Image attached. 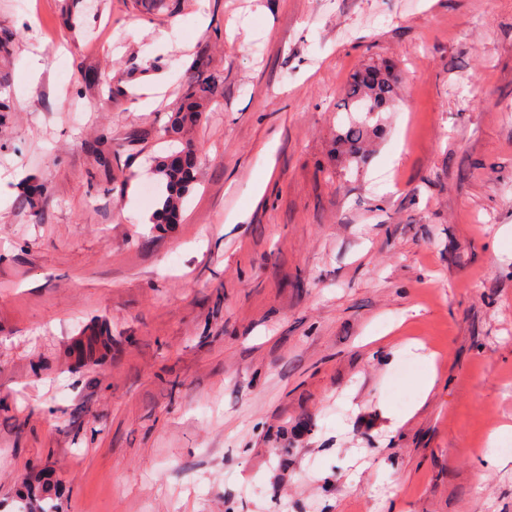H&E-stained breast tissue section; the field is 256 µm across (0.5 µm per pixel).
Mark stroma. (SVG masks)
Returning <instances> with one entry per match:
<instances>
[{"mask_svg": "<svg viewBox=\"0 0 512 512\" xmlns=\"http://www.w3.org/2000/svg\"><path fill=\"white\" fill-rule=\"evenodd\" d=\"M4 36L0 512H512V0H0ZM374 67L378 71L376 81L368 82L360 78L361 69L355 71L345 86V94L337 106V111L346 112L348 125L340 134L343 144L349 146L351 154L357 152L358 145L369 131L368 120L355 118L353 113L392 112L397 106L396 81L388 68ZM214 90L208 85L194 86L189 89L182 105L175 112L168 129L171 136H180L185 129L197 123L203 109L213 100ZM174 141L179 143V149L161 159L156 167L159 177L165 182L167 196L162 200L161 207L155 214L157 224H175L173 217L180 215V205L183 197L190 191L193 184L199 147L189 139L181 137ZM183 154L185 162L172 161V158Z\"/></svg>", "mask_w": 512, "mask_h": 512, "instance_id": "1", "label": "stroma"}]
</instances>
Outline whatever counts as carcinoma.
I'll return each mask as SVG.
<instances>
[{
  "label": "carcinoma",
  "instance_id": "obj_1",
  "mask_svg": "<svg viewBox=\"0 0 512 512\" xmlns=\"http://www.w3.org/2000/svg\"><path fill=\"white\" fill-rule=\"evenodd\" d=\"M375 81L360 78L361 71H355L345 86V94L336 111L348 116V125L341 133V141L349 146L350 153L357 152L358 145L368 133V120H359L354 114L361 112H392L397 106L396 81L389 69L377 67ZM214 90L208 85L189 89L182 105L175 112L168 134L176 137L179 149L161 159L156 167L159 177L165 182L167 196L155 214L156 223L171 224L180 212L183 197L193 184L199 147L192 141L180 138L185 129L197 123L203 109L213 100Z\"/></svg>",
  "mask_w": 512,
  "mask_h": 512
}]
</instances>
